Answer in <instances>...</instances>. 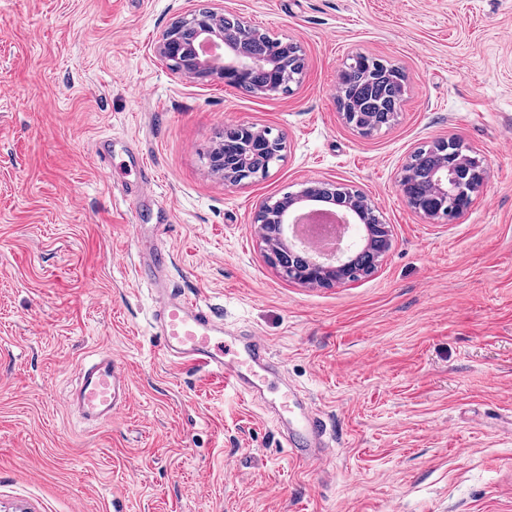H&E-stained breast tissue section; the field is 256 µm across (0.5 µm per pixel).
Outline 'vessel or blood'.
<instances>
[{"label": "vessel or blood", "instance_id": "1", "mask_svg": "<svg viewBox=\"0 0 512 512\" xmlns=\"http://www.w3.org/2000/svg\"><path fill=\"white\" fill-rule=\"evenodd\" d=\"M171 264L169 250L158 244L140 257L141 275L157 296L154 334L165 352L173 362L220 375L250 400H261L267 375L278 368L268 343L259 336L225 338L224 324L211 308L175 293ZM76 379L66 404L92 424L112 422L129 398L128 371L112 352L82 363ZM275 416L288 428L284 441L291 459L315 466L328 457L331 443L323 422L311 407L300 406L296 392L282 394Z\"/></svg>", "mask_w": 512, "mask_h": 512}]
</instances>
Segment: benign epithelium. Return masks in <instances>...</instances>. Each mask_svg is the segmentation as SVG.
Instances as JSON below:
<instances>
[{
    "instance_id": "1",
    "label": "benign epithelium",
    "mask_w": 512,
    "mask_h": 512,
    "mask_svg": "<svg viewBox=\"0 0 512 512\" xmlns=\"http://www.w3.org/2000/svg\"><path fill=\"white\" fill-rule=\"evenodd\" d=\"M227 15L202 9L189 18H181L168 28L155 46L156 54L179 74L202 82L220 81L241 89L247 86L248 73L260 65L240 51V44L255 33L251 26L235 17L227 24ZM345 122L361 132L375 130L372 117L365 112L343 113ZM251 137L235 147L211 152L210 165H219L224 182L239 184L267 175L268 170L255 171L250 163L255 155L268 148L278 156L276 147L283 146L282 139L266 128L246 125ZM454 167L446 166L432 182L439 198L460 197L459 206L466 210L471 195L479 190L485 178V167L477 164L476 180L471 189L464 190L456 183ZM312 202H322L340 207L339 214L344 229L354 231L348 242L327 253L321 247L309 245L295 234L300 213ZM374 208L360 191L348 189L336 196L335 186L314 181L300 191L272 201H263L256 211L254 223L257 233L265 243L271 261L288 279L303 285H344L354 281L350 274V252L367 255L372 268H377L391 246L390 227L374 224ZM278 225L277 238H268L266 225Z\"/></svg>"
}]
</instances>
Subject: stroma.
Instances as JSON below:
<instances>
[{"instance_id": "stroma-1", "label": "stroma", "mask_w": 512, "mask_h": 512, "mask_svg": "<svg viewBox=\"0 0 512 512\" xmlns=\"http://www.w3.org/2000/svg\"><path fill=\"white\" fill-rule=\"evenodd\" d=\"M202 8L297 43L290 92L172 71L154 45ZM357 53L406 75L395 121L368 135L336 103ZM241 123L282 136L283 158L228 185L207 155ZM448 139L487 169L451 223L398 190L410 154ZM311 180L363 192L390 225L373 274L308 288L270 264L258 206ZM160 223L174 284L263 337L318 410L325 465L288 456L267 406L164 353L132 230ZM104 349L130 398L92 427L65 396ZM0 512H512V0H0Z\"/></svg>"}]
</instances>
